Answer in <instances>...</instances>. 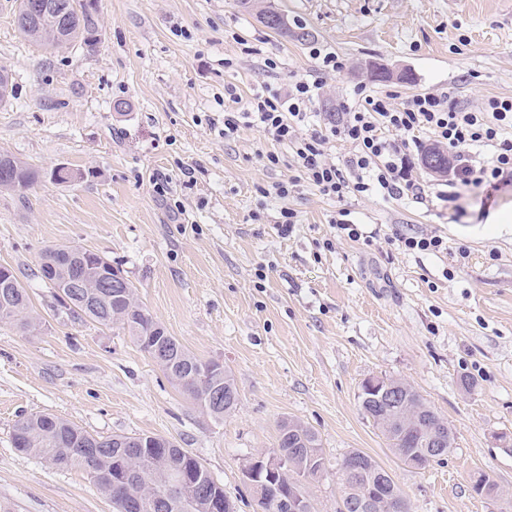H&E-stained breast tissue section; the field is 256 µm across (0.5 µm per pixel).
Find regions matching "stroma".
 Returning <instances> with one entry per match:
<instances>
[{"mask_svg":"<svg viewBox=\"0 0 512 512\" xmlns=\"http://www.w3.org/2000/svg\"><path fill=\"white\" fill-rule=\"evenodd\" d=\"M272 2L309 41L281 37L235 0H95L94 51L51 54L18 30L14 0H0V67L15 85L0 105V150L43 173L24 194L0 192V266L42 320L36 333L0 324V512H115L85 471L15 450L14 423L36 412L92 434L169 438L238 512H256L244 470L275 448L287 418L317 432L327 459L306 485L314 512H336L335 464L352 449L391 473L410 512H497L472 489L480 472L512 493V223L478 219L474 198L452 221L436 197L444 175L423 165L431 194L420 203L373 194L340 204L306 183L266 197L263 186L294 175L291 148L252 126L223 134L225 113L262 83L283 93L320 79L321 119L356 105L363 87L403 99L445 92L471 109L510 96L512 0ZM315 43L336 51L341 72H320ZM375 63L394 78L374 81ZM60 164L78 179L52 180ZM159 175L170 194L156 192ZM342 205L372 242L336 237ZM284 207L297 214L286 235L276 225ZM397 229L447 237L450 250L405 253L388 241ZM55 245L119 264L168 334L223 361L236 411L203 413L126 331L57 316L37 274ZM372 376L408 381L448 421L447 457L412 468L393 453L359 407Z\"/></svg>","mask_w":512,"mask_h":512,"instance_id":"stroma-1","label":"stroma"}]
</instances>
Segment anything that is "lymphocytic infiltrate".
Masks as SVG:
<instances>
[{"instance_id": "1", "label": "lymphocytic infiltrate", "mask_w": 512, "mask_h": 512, "mask_svg": "<svg viewBox=\"0 0 512 512\" xmlns=\"http://www.w3.org/2000/svg\"><path fill=\"white\" fill-rule=\"evenodd\" d=\"M321 88L317 79L298 80L284 95L264 87L253 91L243 111L225 113V137H233L247 122L271 141L292 144L298 175L272 183L268 193L284 198L304 181L339 202L351 194L374 192L391 199L423 200L426 186L417 178L414 162L424 146L416 136L420 130L455 161L448 190L440 195L452 205L455 217L465 214L459 201L466 193L482 192L487 208L494 191L512 182V96L488 97L472 110L444 93L415 94L401 102L396 93L373 92L342 112L338 121L302 134ZM336 139L352 146L339 164L327 158V146ZM478 147L490 149L486 160L476 159Z\"/></svg>"}]
</instances>
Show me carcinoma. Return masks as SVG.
I'll use <instances>...</instances> for the list:
<instances>
[{
    "instance_id": "cac0c4a2",
    "label": "carcinoma",
    "mask_w": 512,
    "mask_h": 512,
    "mask_svg": "<svg viewBox=\"0 0 512 512\" xmlns=\"http://www.w3.org/2000/svg\"><path fill=\"white\" fill-rule=\"evenodd\" d=\"M66 10L61 16L52 17V23L60 31L70 36L69 45L93 48L97 43L98 18L95 8L88 0H62ZM240 8L255 14L258 22L285 38L297 42L308 40L310 33L302 27H292L288 17L272 5L258 6L255 0H237ZM0 162L6 165V170L0 169V178L11 181L12 191L20 194L30 189L40 181L41 171L18 157L1 151ZM54 260L56 266L71 271L75 277L97 275L102 279H110L123 273L122 268L112 265L109 260L91 249H84L78 255L69 246L47 247L41 254L40 261ZM15 280V287L9 289L8 304L22 313V318L15 324L22 330L39 322L30 315V297L27 289L12 270L0 275ZM56 311L75 320L85 318L102 326L119 325L127 331L137 345L151 358H156V349L166 350V362L160 364L164 375L174 371L181 376V382L176 385L183 394L192 399L195 404L206 402V393L218 380L214 361H203L193 354L178 338L163 334L150 337L155 320L149 310L139 304L124 312L121 321L109 320V315L117 307V301L112 299V293L103 291L94 299L85 298L84 291L72 288L65 296L55 297ZM361 409L366 417L381 431L389 442L392 451L403 457V449L414 448L421 451L427 447V442L433 437H441L444 451L447 455L454 448L456 435L452 430L442 427L445 420L429 406L418 391L407 393L397 405H388L368 398V394L360 395ZM91 436V433L64 420L51 415L46 420L41 413L29 414L20 418L13 426L12 441L23 439V445H14L20 452L34 454L51 465L61 469H82L90 476L99 491L112 500L116 512H122L123 502L129 492L136 487L135 480L139 479L137 472L149 474L152 466L173 463L188 469L203 467V464L188 451L170 443L167 448L157 444L145 449V455L134 463L136 472L134 480L124 481L112 479V444L113 436H96L99 444L98 454H87L81 447V441ZM277 448L286 454L299 457L304 461L303 468L293 471L288 482L274 484L269 495H282L287 484L305 488V483L315 479L327 470V459L321 448L318 434L309 426L290 419L288 424L279 425ZM364 468L369 472V478L378 481V488L390 495L388 512H409L408 504L390 473L383 468L372 456H366ZM336 477L340 485V498L337 501L336 512H343L341 506L355 498L354 487L348 473L342 467L336 468Z\"/></svg>"
}]
</instances>
